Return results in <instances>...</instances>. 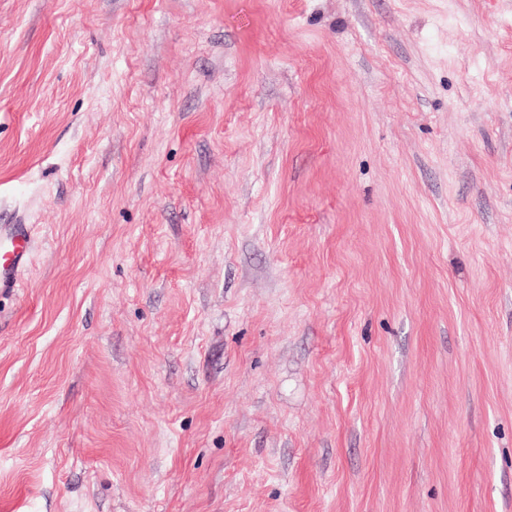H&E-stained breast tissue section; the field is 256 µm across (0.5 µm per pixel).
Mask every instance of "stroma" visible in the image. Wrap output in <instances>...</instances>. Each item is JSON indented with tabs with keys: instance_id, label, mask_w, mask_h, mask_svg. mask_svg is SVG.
<instances>
[{
	"instance_id": "35a3bbf8",
	"label": "stroma",
	"mask_w": 512,
	"mask_h": 512,
	"mask_svg": "<svg viewBox=\"0 0 512 512\" xmlns=\"http://www.w3.org/2000/svg\"><path fill=\"white\" fill-rule=\"evenodd\" d=\"M0 512H512V0H0ZM8 229L11 247L0 252V293L17 287L18 277L27 262L31 241L27 225L12 224Z\"/></svg>"
}]
</instances>
